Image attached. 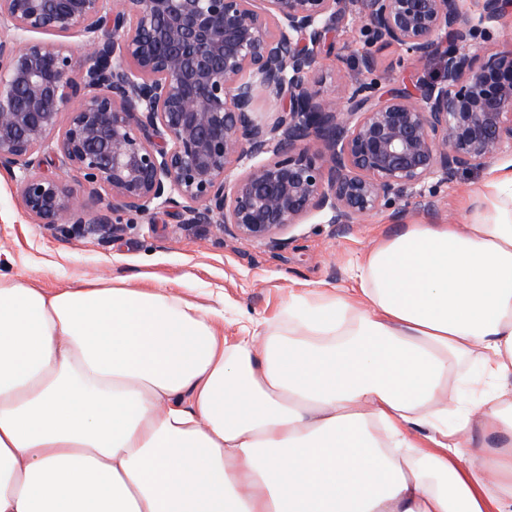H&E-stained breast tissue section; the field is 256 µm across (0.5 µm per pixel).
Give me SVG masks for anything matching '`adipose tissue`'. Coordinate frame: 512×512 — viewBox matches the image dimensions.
<instances>
[{
	"label": "adipose tissue",
	"mask_w": 512,
	"mask_h": 512,
	"mask_svg": "<svg viewBox=\"0 0 512 512\" xmlns=\"http://www.w3.org/2000/svg\"><path fill=\"white\" fill-rule=\"evenodd\" d=\"M478 194L233 343L163 285L0 266V512H512V175Z\"/></svg>",
	"instance_id": "1"
}]
</instances>
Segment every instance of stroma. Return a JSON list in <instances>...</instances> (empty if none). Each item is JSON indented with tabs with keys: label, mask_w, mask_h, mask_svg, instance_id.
Segmentation results:
<instances>
[{
	"label": "stroma",
	"mask_w": 512,
	"mask_h": 512,
	"mask_svg": "<svg viewBox=\"0 0 512 512\" xmlns=\"http://www.w3.org/2000/svg\"><path fill=\"white\" fill-rule=\"evenodd\" d=\"M362 49L351 26L339 28L324 56L320 75L324 96H340L337 73ZM398 48L383 51L379 65L387 88L437 80V63L408 67ZM489 168L464 171L434 193V211L415 200L400 202L399 213L383 210L339 231L318 215L296 225L278 249L222 235L213 224H185L165 212L136 219L126 232L109 238L67 236L34 223L26 214L14 178L0 172V252L10 258L14 274L44 288H64L97 278H122L149 288L160 283L187 298L224 313V334L236 337L247 318H272L290 293L322 285L347 289L349 269L381 239L404 224L463 222L474 210L476 191Z\"/></svg>",
	"instance_id": "stroma-1"
}]
</instances>
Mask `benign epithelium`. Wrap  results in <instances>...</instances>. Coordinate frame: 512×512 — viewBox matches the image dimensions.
Masks as SVG:
<instances>
[{
	"instance_id": "7a95c632",
	"label": "benign epithelium",
	"mask_w": 512,
	"mask_h": 512,
	"mask_svg": "<svg viewBox=\"0 0 512 512\" xmlns=\"http://www.w3.org/2000/svg\"><path fill=\"white\" fill-rule=\"evenodd\" d=\"M512 0H0V171L28 216L110 238L167 208L271 247L322 214L344 230L512 154ZM363 38L325 98L336 31ZM85 38L78 64L62 44ZM440 80L382 91L379 54ZM320 149H313V145ZM57 168L82 178L80 197Z\"/></svg>"
}]
</instances>
